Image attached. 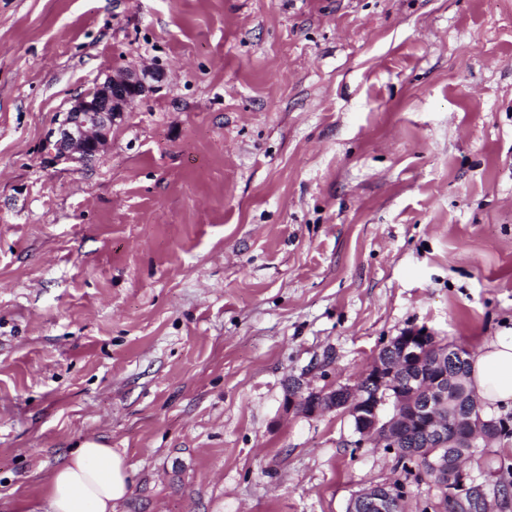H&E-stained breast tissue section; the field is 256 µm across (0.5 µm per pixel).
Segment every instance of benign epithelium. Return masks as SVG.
<instances>
[{
  "mask_svg": "<svg viewBox=\"0 0 512 512\" xmlns=\"http://www.w3.org/2000/svg\"><path fill=\"white\" fill-rule=\"evenodd\" d=\"M145 89V75L122 70L75 98L58 126L47 133L45 146L53 159L84 164L95 158L112 125ZM428 334L426 328L411 327L386 342L362 375L366 387L336 386L306 394L296 388L288 394V409L300 408L309 416L345 412L355 422V446L372 443L397 457L419 458L438 475L448 498L466 509L475 483L448 449L464 457L478 439L494 440L499 425L482 419L475 406L460 408L461 387L448 379V359L463 357L465 347L444 345L432 364L424 365L419 344ZM414 425L421 431L420 447L406 448L408 428ZM407 498L404 484H370L352 497L347 512H403Z\"/></svg>",
  "mask_w": 512,
  "mask_h": 512,
  "instance_id": "benign-epithelium-1",
  "label": "benign epithelium"
}]
</instances>
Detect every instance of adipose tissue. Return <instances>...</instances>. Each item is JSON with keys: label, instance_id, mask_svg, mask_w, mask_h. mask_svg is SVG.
Masks as SVG:
<instances>
[{"label": "adipose tissue", "instance_id": "1", "mask_svg": "<svg viewBox=\"0 0 512 512\" xmlns=\"http://www.w3.org/2000/svg\"><path fill=\"white\" fill-rule=\"evenodd\" d=\"M470 387L483 409L512 408V333L487 338L469 360ZM123 455L85 442L49 475L41 498L26 512H115L129 492Z\"/></svg>", "mask_w": 512, "mask_h": 512}]
</instances>
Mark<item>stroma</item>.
<instances>
[{
    "mask_svg": "<svg viewBox=\"0 0 512 512\" xmlns=\"http://www.w3.org/2000/svg\"><path fill=\"white\" fill-rule=\"evenodd\" d=\"M411 327L512 330V0H0V512L88 440L117 512H346L395 459L288 392ZM465 468L512 512V431ZM146 75L122 70L75 98L58 126L47 133L45 146L53 159L84 164L95 158L106 145L112 125L128 104L145 92Z\"/></svg>",
    "mask_w": 512,
    "mask_h": 512,
    "instance_id": "35a3bbf8",
    "label": "stroma"
}]
</instances>
